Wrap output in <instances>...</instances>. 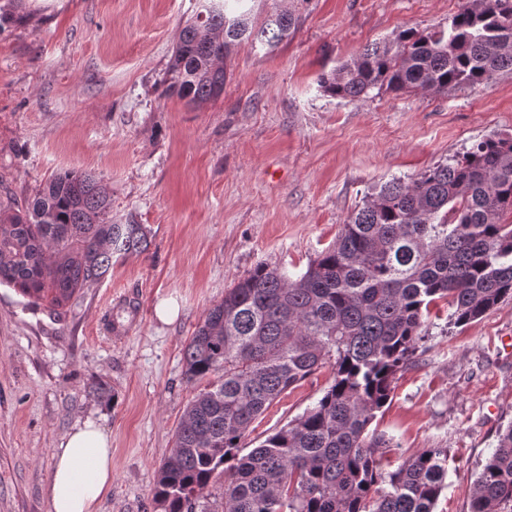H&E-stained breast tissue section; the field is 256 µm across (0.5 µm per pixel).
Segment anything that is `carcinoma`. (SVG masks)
Returning a JSON list of instances; mask_svg holds the SVG:
<instances>
[{
	"label": "carcinoma",
	"instance_id": "carcinoma-1",
	"mask_svg": "<svg viewBox=\"0 0 512 512\" xmlns=\"http://www.w3.org/2000/svg\"><path fill=\"white\" fill-rule=\"evenodd\" d=\"M201 0L165 70L166 90L200 105L224 93V57L242 42L274 48L298 17L258 23ZM512 71V0H464L448 25L410 27L319 77L330 97L443 92ZM90 173L55 175L21 208L0 200V284L66 306L112 259L142 252V224H114ZM512 137L494 135L407 180L393 179L340 225L301 275L256 267L206 313L184 348L186 375L206 386L186 408L157 473L164 512H197L224 479V512H434L448 449L424 448L387 472L370 429L412 362L439 302L456 325L512 298ZM333 361L323 396L247 454L249 426L288 389ZM469 512H512V422L478 473Z\"/></svg>",
	"mask_w": 512,
	"mask_h": 512
}]
</instances>
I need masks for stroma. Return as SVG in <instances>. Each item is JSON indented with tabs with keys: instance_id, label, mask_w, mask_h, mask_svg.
I'll return each instance as SVG.
<instances>
[{
	"instance_id": "1",
	"label": "stroma",
	"mask_w": 512,
	"mask_h": 512,
	"mask_svg": "<svg viewBox=\"0 0 512 512\" xmlns=\"http://www.w3.org/2000/svg\"><path fill=\"white\" fill-rule=\"evenodd\" d=\"M0 25V194L16 204L54 175L93 173L112 221L142 224L145 252L114 261L60 309L0 285V512H51L52 450L86 418L112 440L98 512H162L158 468L199 387L184 348L224 292L257 266L303 273L365 196L495 134L512 135V73L442 93L324 96L317 78L400 30L447 25L461 0H248L299 23L273 51L244 42L223 94L168 95L164 71L197 0H22ZM446 304L398 373L373 429L382 465L448 451L435 512L469 493L512 422V300L464 327ZM111 320L116 337L103 332ZM332 379L323 366L277 398L245 448L301 415Z\"/></svg>"
}]
</instances>
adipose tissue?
<instances>
[{
	"label": "adipose tissue",
	"instance_id": "ef3b65f1",
	"mask_svg": "<svg viewBox=\"0 0 512 512\" xmlns=\"http://www.w3.org/2000/svg\"><path fill=\"white\" fill-rule=\"evenodd\" d=\"M112 486V446L99 425L85 420L53 452L47 493L51 512H98Z\"/></svg>",
	"mask_w": 512,
	"mask_h": 512
}]
</instances>
